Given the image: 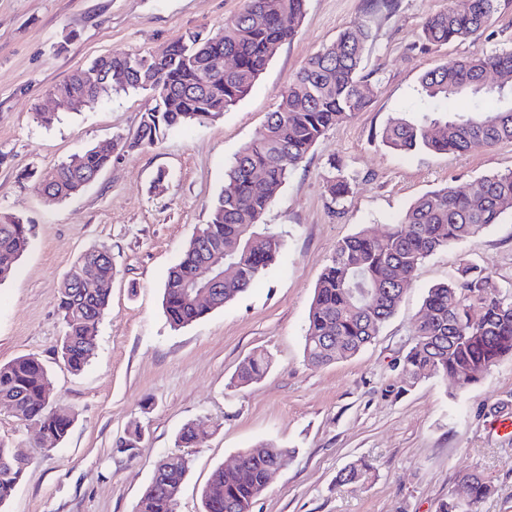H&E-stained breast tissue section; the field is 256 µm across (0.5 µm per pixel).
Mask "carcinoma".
Wrapping results in <instances>:
<instances>
[{
    "mask_svg": "<svg viewBox=\"0 0 512 512\" xmlns=\"http://www.w3.org/2000/svg\"><path fill=\"white\" fill-rule=\"evenodd\" d=\"M306 0H244L243 8L224 21L217 33L204 29L148 55L116 51L94 59L86 69L107 73L130 70L125 88L151 97L152 107L142 114L136 131L119 135L116 154L154 147L172 130L204 123L224 114L252 89L282 45L292 40L302 24ZM499 0H470L468 8L429 16L422 27L427 44L465 42L494 22ZM366 35L360 26L346 28L336 43L314 53L288 80L278 108L269 113L264 131L247 144L225 172L226 185L211 205L210 221L201 227L203 241L191 238L180 260L169 270L163 306L171 328L179 330L221 309L250 289L279 256L280 237L261 219L291 170L331 127L364 111L370 98L361 93L359 69ZM230 55L236 60L224 76L209 78L208 62ZM497 69L512 76V51L450 59L422 75L425 105L412 119L396 118L381 135L391 150L407 153L428 150L465 153L512 142V94L486 88L483 73ZM112 162V154L93 146L71 155L45 172L38 188L66 199L89 186V179ZM265 173L264 186L253 173ZM330 203L339 205L351 193V184L338 174L325 187ZM512 208V171L478 178L472 189L459 192L450 186L416 199L385 235L364 232L341 240L322 271L314 290L304 336L311 365L321 367L356 355L380 333L394 314L404 286L393 277L401 270L412 279L434 253L461 241H474L488 226L498 223ZM29 245V228L13 217L0 219V273L14 268ZM229 254L237 273L224 279L204 302L187 291L188 282L203 259ZM114 275L112 255L106 249L81 255L63 280L57 308L65 325L58 353L65 365L80 372L95 354L92 329L108 308ZM90 277L99 287H81ZM425 323L414 331V344L401 362L405 386L437 376H453L464 393L506 356L512 357V292L505 294L492 276L473 265L461 269L458 279L435 285L424 299ZM269 365L264 352L242 362L233 376L237 387L262 379ZM46 368L33 356L0 364V406L10 405L14 418L37 423L46 450L52 451L67 436L74 416L43 396ZM201 437L198 424L184 426L175 440L177 452L161 458L160 472L144 489L136 512H176L169 485L183 483L190 468L184 448ZM262 453L248 450L244 462L219 467L209 483L224 489L218 500L202 498L203 512H252L264 490L266 472L285 464L293 451L261 443ZM27 464L16 458L9 442L0 438V510L12 498ZM373 466L364 460L350 464L339 479L355 483L367 479ZM468 498L440 502L435 512H475L478 502L492 491L480 472L462 476Z\"/></svg>",
    "mask_w": 512,
    "mask_h": 512,
    "instance_id": "1",
    "label": "carcinoma"
}]
</instances>
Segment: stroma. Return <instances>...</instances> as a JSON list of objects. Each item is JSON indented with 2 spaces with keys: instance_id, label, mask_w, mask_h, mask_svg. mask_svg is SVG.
Masks as SVG:
<instances>
[{
  "instance_id": "obj_1",
  "label": "stroma",
  "mask_w": 512,
  "mask_h": 512,
  "mask_svg": "<svg viewBox=\"0 0 512 512\" xmlns=\"http://www.w3.org/2000/svg\"><path fill=\"white\" fill-rule=\"evenodd\" d=\"M455 0H399L395 12L372 0H306L297 35L285 43L236 106L220 118L171 131L151 149L113 157L81 193L54 200L40 173L86 147L135 132L152 106L120 91L78 112L57 109L50 91L77 68L115 51L153 53L196 29L216 31L243 0H0V214L32 227L30 245L0 281V364L34 355L48 373L54 406L74 422L55 450L35 426L0 408V438L28 461L6 512H135L155 463L178 432L197 422L204 438L189 450L177 512H201V492L218 467L257 442L293 449L252 512H435L462 493L476 470L495 486L477 512H512V358L456 395L452 379L401 386L399 362L413 343L428 288L463 265L489 272L512 291V210L474 242L449 245L418 268L394 315L354 357L309 364L304 334L318 278L339 241L380 235L408 205L449 185L468 191L481 176L512 170V142L448 154L397 153L381 142L394 118L413 117L420 77L451 58L512 50V0L476 39L428 45L424 20ZM368 33L361 74L369 107L330 128L290 173L263 222L283 248L261 279L224 308L172 330L162 306L169 269L206 224L212 201L239 151L260 136L290 76L339 32ZM54 111L51 123L37 113ZM352 183L333 207L324 186L334 170ZM107 248L114 276L96 355L71 372L57 345L64 324L58 289L82 254ZM266 352L265 377L247 387L230 379L253 352ZM143 430L134 454L119 445ZM365 459L373 476L345 484L339 472Z\"/></svg>"
}]
</instances>
